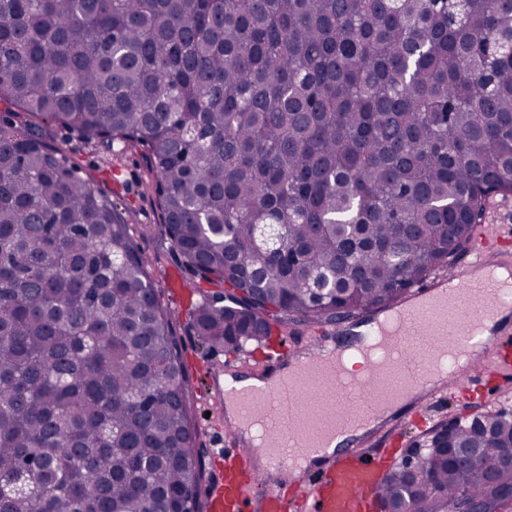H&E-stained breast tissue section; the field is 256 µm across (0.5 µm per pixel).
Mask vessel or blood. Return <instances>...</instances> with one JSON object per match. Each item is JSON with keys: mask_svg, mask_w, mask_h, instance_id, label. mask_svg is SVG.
I'll return each mask as SVG.
<instances>
[{"mask_svg": "<svg viewBox=\"0 0 512 512\" xmlns=\"http://www.w3.org/2000/svg\"><path fill=\"white\" fill-rule=\"evenodd\" d=\"M503 237L500 229L481 233L457 271L417 285L402 302L378 311L369 340L380 350L362 371L350 373L343 364L345 339L360 336L357 324L340 322L303 345L280 344L271 356L253 357V368L270 383L215 388L214 399L233 403L242 423L261 421L267 434L261 464L238 438L229 454L218 455L224 477L210 491L211 512H367L386 476L376 460L352 448L305 467V454L391 402L398 390L438 401L468 390L470 371L439 379L449 352L458 348H479L498 391L512 389V284L494 275L512 269V243ZM496 318L501 326L486 335L485 323ZM293 470L301 478L291 495L276 477Z\"/></svg>", "mask_w": 512, "mask_h": 512, "instance_id": "1", "label": "vessel or blood"}]
</instances>
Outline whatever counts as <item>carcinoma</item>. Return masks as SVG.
<instances>
[{
    "mask_svg": "<svg viewBox=\"0 0 512 512\" xmlns=\"http://www.w3.org/2000/svg\"><path fill=\"white\" fill-rule=\"evenodd\" d=\"M0 0V512H201L170 314L41 122L145 160L238 354L404 300L512 194V0ZM470 448L458 467L451 457ZM512 417L392 473L391 512L503 510Z\"/></svg>",
    "mask_w": 512,
    "mask_h": 512,
    "instance_id": "cac0c4a2",
    "label": "carcinoma"
}]
</instances>
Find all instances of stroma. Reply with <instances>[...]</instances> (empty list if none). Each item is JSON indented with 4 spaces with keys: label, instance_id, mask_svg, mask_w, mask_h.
Instances as JSON below:
<instances>
[{
    "label": "stroma",
    "instance_id": "obj_1",
    "mask_svg": "<svg viewBox=\"0 0 512 512\" xmlns=\"http://www.w3.org/2000/svg\"><path fill=\"white\" fill-rule=\"evenodd\" d=\"M49 130V144L60 148L70 162L79 166L82 176L90 180L99 193L126 210L136 242L152 261L151 273L158 299L172 316L173 331L191 385L189 410L205 468L204 484L212 486L219 478L213 453L219 440L218 431L224 426V413L214 404L210 391L216 363L223 360L224 354L204 346L192 324V311L208 286L196 281L159 233L160 213L153 195L144 186L146 168L139 154L113 155L85 140L77 131L54 123ZM174 273L184 287L180 297L169 287V277Z\"/></svg>",
    "mask_w": 512,
    "mask_h": 512
}]
</instances>
